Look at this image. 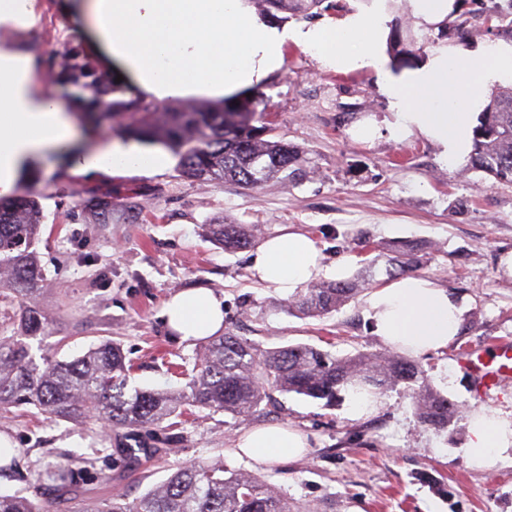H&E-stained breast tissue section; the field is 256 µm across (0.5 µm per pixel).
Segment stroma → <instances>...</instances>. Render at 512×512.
I'll return each mask as SVG.
<instances>
[{"mask_svg": "<svg viewBox=\"0 0 512 512\" xmlns=\"http://www.w3.org/2000/svg\"><path fill=\"white\" fill-rule=\"evenodd\" d=\"M39 0L41 20L28 39L40 70L52 73L56 53L77 44L56 9ZM387 34L427 35L415 57L392 72L417 67L440 49L473 51L512 41V30L488 31L474 16L459 39L416 15L412 0L387 9ZM262 94V123L269 137L302 151L298 174L256 189L231 182L180 177L166 155L151 174L133 171L73 174L49 160L22 175L17 195L36 197L42 226L36 249L42 266L34 302L49 317V342L75 357L100 338L121 343L132 364L129 385L175 389L185 384L197 347L177 342L164 324L165 301L178 290L205 287L224 297V329L263 349L309 344L340 356L383 350L365 314L364 298L384 285L383 254L405 242L424 245L421 276L462 298L466 311L457 338L443 351L421 356L430 385L458 404L448 430L421 425L403 389L385 391L377 410L349 418L345 405L294 393H275L273 405L239 423L202 410L181 426L154 428L150 461L123 460L113 434L98 425L76 426L37 410L0 411V434L19 455L0 472V494H30L35 472L57 461L83 465L84 499L136 498L176 467L197 461L229 468L273 484L289 502L309 512H512V462L481 469L466 459L465 414L512 408V379L489 394L475 393L463 365L471 352L512 346V273L500 259L512 253V184H501L469 165L441 161L420 136L401 141L379 132L358 140L360 120H383L387 102L375 71L337 72L294 43L283 63L255 87ZM111 204L97 224L89 212ZM251 224L257 240L281 227L312 237L323 255L324 281L355 280L354 298L321 317L289 312L288 299L258 284L251 248L233 253L205 236L217 220ZM288 425L307 434L311 447L297 460L259 463L235 453L244 427Z\"/></svg>", "mask_w": 512, "mask_h": 512, "instance_id": "35a3bbf8", "label": "stroma"}]
</instances>
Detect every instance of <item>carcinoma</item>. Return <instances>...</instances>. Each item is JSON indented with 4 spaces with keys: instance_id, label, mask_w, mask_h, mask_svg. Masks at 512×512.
Returning a JSON list of instances; mask_svg holds the SVG:
<instances>
[{
    "instance_id": "1",
    "label": "carcinoma",
    "mask_w": 512,
    "mask_h": 512,
    "mask_svg": "<svg viewBox=\"0 0 512 512\" xmlns=\"http://www.w3.org/2000/svg\"><path fill=\"white\" fill-rule=\"evenodd\" d=\"M262 12L313 16L342 5L337 0H257ZM428 41L393 38L392 58L420 51ZM55 81L80 90L75 106L93 109L98 120L117 126L131 138L171 151L179 175L201 181H231L257 188L279 175L295 174L298 151L282 141L263 138L257 127L260 95L232 105L200 103L159 107L112 81L98 70L83 49L63 51ZM471 168L498 182L512 183V88L491 92L473 133ZM41 229L38 202L30 196L0 200V302L19 306V317L0 323V409L31 407L55 420L85 425L104 420L119 437L116 452L138 459L144 451L141 434L162 423L177 427L193 411H223L246 419L272 399V393H295L326 406L344 400L349 391L373 394L398 386L410 393L418 421L445 430L458 416V405L427 383L416 359L398 352L338 356L312 345L297 344L262 350L246 338L226 333L200 346L188 381L179 390L136 389L127 392L131 366L121 344L104 339L72 360L43 356L36 362L27 340L44 342L47 318L30 304L39 292L42 269L35 245ZM208 239L227 251L255 240L248 224L218 221L206 226ZM422 249L413 243L392 248L386 274L418 270ZM357 292L350 281L315 285L288 302V310L314 316L331 312ZM80 471L72 462L57 464L37 475L29 496L0 494V512H51V497L68 498ZM71 512H292L288 498L272 485L220 463L198 462L174 470L142 496L123 495L99 501L77 500Z\"/></svg>"
}]
</instances>
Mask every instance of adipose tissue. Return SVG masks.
<instances>
[{
  "instance_id": "adipose-tissue-1",
  "label": "adipose tissue",
  "mask_w": 512,
  "mask_h": 512,
  "mask_svg": "<svg viewBox=\"0 0 512 512\" xmlns=\"http://www.w3.org/2000/svg\"><path fill=\"white\" fill-rule=\"evenodd\" d=\"M60 11L109 74L133 84L148 101L205 94L221 97L261 81L282 63L293 42L338 71L374 69L387 98V130L396 140L420 135L436 144L443 161L460 164L472 150L473 128L489 88L512 81V42L481 56L447 47L421 67L393 77L378 44L383 8L347 16L332 27H276L254 15L245 0H61ZM39 19L37 0H0V28L17 44L0 51V197L13 193L22 173L49 154L66 151L74 174L154 172L159 156L132 142L89 148L68 109L35 78L25 39ZM255 278L292 296L323 275L320 251L305 233L285 227L251 259ZM373 333L388 348L418 356L446 349L458 335L461 300L420 276H403L364 299ZM161 315L179 342L194 343L224 329V300L194 287L173 294ZM301 432L283 426L244 430L238 455L270 463L304 455ZM469 465L512 460V411H471Z\"/></svg>"
}]
</instances>
